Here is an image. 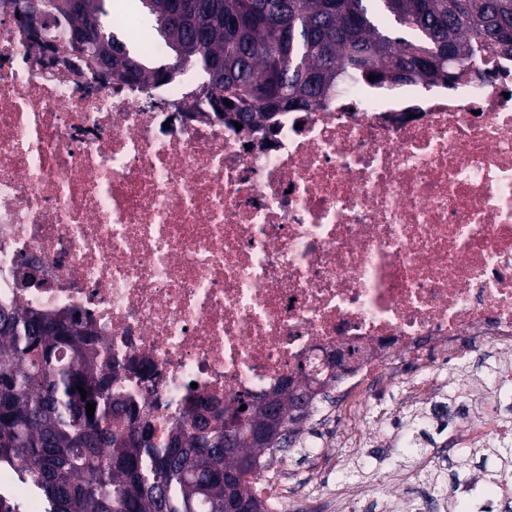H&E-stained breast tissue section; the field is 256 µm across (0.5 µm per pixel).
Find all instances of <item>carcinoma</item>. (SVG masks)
Returning <instances> with one entry per match:
<instances>
[{
  "mask_svg": "<svg viewBox=\"0 0 512 512\" xmlns=\"http://www.w3.org/2000/svg\"><path fill=\"white\" fill-rule=\"evenodd\" d=\"M93 2L90 13L71 0L42 5L83 40L92 65L143 85L195 69L204 76L196 97L247 127L321 106L344 77L448 86L479 72L486 54L512 56V0H136L140 25L167 48L159 65L143 59L134 35L118 38L112 0ZM115 377L112 356L79 318L0 303V463L19 470L48 512H224L229 493L250 512H269L247 476L276 451L258 445L253 429L290 425L306 388L327 385L323 372H299L230 411L203 401L158 438L132 396L112 393ZM229 414L243 420L230 460ZM510 459L496 448L474 465L463 452L451 481L475 468L493 477Z\"/></svg>",
  "mask_w": 512,
  "mask_h": 512,
  "instance_id": "carcinoma-1",
  "label": "carcinoma"
}]
</instances>
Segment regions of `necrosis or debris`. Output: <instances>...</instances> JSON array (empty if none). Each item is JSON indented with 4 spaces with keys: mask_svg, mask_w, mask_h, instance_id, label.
I'll return each instance as SVG.
<instances>
[{
    "mask_svg": "<svg viewBox=\"0 0 512 512\" xmlns=\"http://www.w3.org/2000/svg\"><path fill=\"white\" fill-rule=\"evenodd\" d=\"M0 0V300L90 324L158 431L200 398L259 399L323 350L352 352L349 427L510 354L458 412L466 448L512 447V59L448 88L345 82L316 110L236 129L182 77L125 84ZM154 391H146L144 377ZM0 499L45 512L0 464ZM512 512V468L409 512Z\"/></svg>",
    "mask_w": 512,
    "mask_h": 512,
    "instance_id": "obj_1",
    "label": "necrosis or debris"
}]
</instances>
